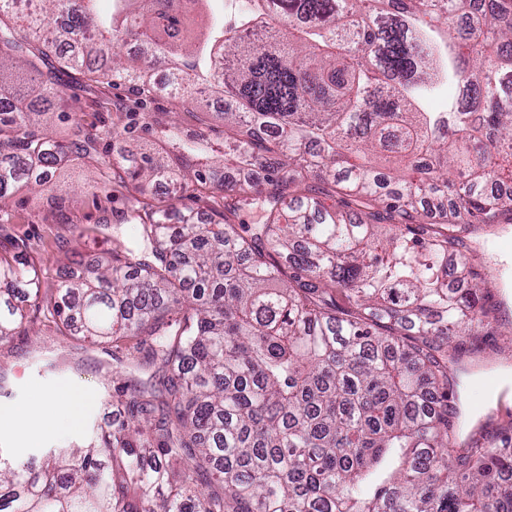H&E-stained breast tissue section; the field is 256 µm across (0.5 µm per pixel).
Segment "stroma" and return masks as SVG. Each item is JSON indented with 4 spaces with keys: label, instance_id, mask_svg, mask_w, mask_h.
Segmentation results:
<instances>
[{
    "label": "stroma",
    "instance_id": "obj_1",
    "mask_svg": "<svg viewBox=\"0 0 512 512\" xmlns=\"http://www.w3.org/2000/svg\"><path fill=\"white\" fill-rule=\"evenodd\" d=\"M66 111L82 113L100 131L112 129L116 103L134 108L135 97L126 86L95 84L84 74L66 69L60 75ZM98 169L73 160L56 170L38 192L20 188L0 209V236L22 242L25 251L41 266L42 285L57 287L66 274L90 267L113 237L129 238L130 228L121 224L127 200L91 190ZM512 239L511 224H495L472 236L469 246L475 265L491 290L502 291L512 308V265L502 262L499 242ZM124 342L92 347L79 336H60L53 323L31 314L27 333L0 346V407L37 402L59 390L81 399L77 422L57 421L39 434L17 436L0 431V448L22 461H40L47 450L69 448L90 438L103 419L100 405L105 388L125 376L121 363ZM458 372V404L461 409L479 405V416L468 424L487 419L512 424V394L501 403L483 396L481 379L491 373L512 371V347L486 346L465 355Z\"/></svg>",
    "mask_w": 512,
    "mask_h": 512
}]
</instances>
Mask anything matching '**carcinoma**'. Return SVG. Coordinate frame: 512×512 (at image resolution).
<instances>
[{"mask_svg": "<svg viewBox=\"0 0 512 512\" xmlns=\"http://www.w3.org/2000/svg\"><path fill=\"white\" fill-rule=\"evenodd\" d=\"M216 1L111 0L102 18L98 0H0V207L98 161L96 127L36 108L59 64L141 104L162 67L176 105L203 122L224 96L233 128L149 145L160 121L141 113L96 186L126 192L132 236L91 276L43 293L0 239V343L31 307L137 353L90 441L39 464L0 448V512H512V435L457 440L450 376L491 327L470 236L512 223V194L486 189L512 184V0H244L229 20ZM257 26L278 39L254 44ZM447 85L463 103L417 111Z\"/></svg>", "mask_w": 512, "mask_h": 512, "instance_id": "obj_1", "label": "carcinoma"}]
</instances>
